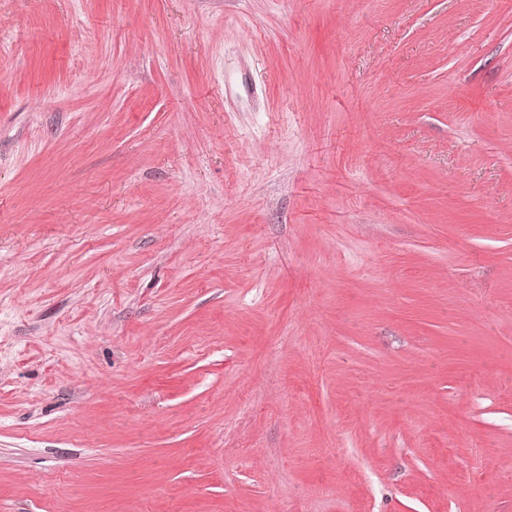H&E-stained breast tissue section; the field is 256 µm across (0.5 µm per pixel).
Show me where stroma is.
Listing matches in <instances>:
<instances>
[{"instance_id": "35a3bbf8", "label": "stroma", "mask_w": 512, "mask_h": 512, "mask_svg": "<svg viewBox=\"0 0 512 512\" xmlns=\"http://www.w3.org/2000/svg\"><path fill=\"white\" fill-rule=\"evenodd\" d=\"M0 512H512V0H0Z\"/></svg>"}]
</instances>
